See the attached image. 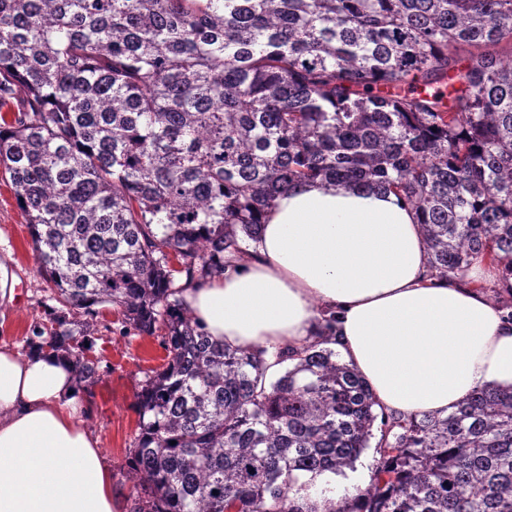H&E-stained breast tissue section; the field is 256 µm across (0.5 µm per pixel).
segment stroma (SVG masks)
Returning <instances> with one entry per match:
<instances>
[{"mask_svg": "<svg viewBox=\"0 0 512 512\" xmlns=\"http://www.w3.org/2000/svg\"><path fill=\"white\" fill-rule=\"evenodd\" d=\"M0 263L5 264L11 302L0 305V340L26 350L35 326L47 322L55 307L54 291L32 250L30 229L10 185L0 178ZM92 354L99 376L90 389L85 427L98 439L112 469L113 484L125 508H132L135 480L128 462L138 432V398L152 370L161 367L167 352L160 336L127 334L112 307L100 308Z\"/></svg>", "mask_w": 512, "mask_h": 512, "instance_id": "obj_1", "label": "stroma"}]
</instances>
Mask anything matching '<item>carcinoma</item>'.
I'll use <instances>...</instances> for the list:
<instances>
[{
    "instance_id": "obj_1",
    "label": "carcinoma",
    "mask_w": 512,
    "mask_h": 512,
    "mask_svg": "<svg viewBox=\"0 0 512 512\" xmlns=\"http://www.w3.org/2000/svg\"><path fill=\"white\" fill-rule=\"evenodd\" d=\"M18 91L0 176L59 303L41 346L87 387L95 307L164 338L132 512H512V388L380 417L331 334L271 364L183 302L320 180L404 198L435 276L490 260L512 308V0H0V105ZM373 438L352 508L312 495Z\"/></svg>"
}]
</instances>
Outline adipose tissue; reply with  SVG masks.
<instances>
[{
    "instance_id": "obj_1",
    "label": "adipose tissue",
    "mask_w": 512,
    "mask_h": 512,
    "mask_svg": "<svg viewBox=\"0 0 512 512\" xmlns=\"http://www.w3.org/2000/svg\"><path fill=\"white\" fill-rule=\"evenodd\" d=\"M430 277L412 207L314 182L279 196L234 268L183 293L213 340L276 352L336 318L335 347L395 415H448L483 386H512V317L488 292ZM86 393L56 353L0 344V512H121L112 470L80 420Z\"/></svg>"
}]
</instances>
